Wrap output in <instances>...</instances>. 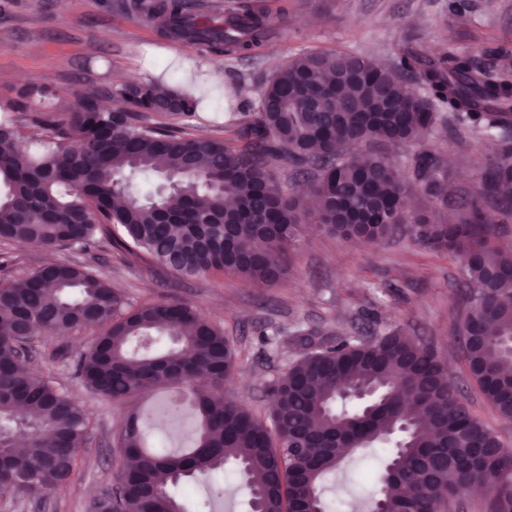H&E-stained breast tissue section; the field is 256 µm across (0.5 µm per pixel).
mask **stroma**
Instances as JSON below:
<instances>
[{
  "mask_svg": "<svg viewBox=\"0 0 512 512\" xmlns=\"http://www.w3.org/2000/svg\"><path fill=\"white\" fill-rule=\"evenodd\" d=\"M126 3L68 0L63 9L59 0H0V114L18 119L22 141L39 133L34 115L46 111L66 118L88 92L112 101L124 79H179L187 62L221 75L235 103L249 113L256 112L269 78L309 50L339 48L387 64L398 48L414 41L432 52L474 56L495 71L512 65V0H288L278 37L255 59L171 41ZM30 85L38 92L28 97ZM158 120L193 135L228 142L237 136L220 97L192 114H162ZM421 144L447 155L454 194L476 188L499 148L496 133L438 127L393 154L403 156ZM50 256L90 264L132 304L186 303L221 328L238 355L225 390L262 420L270 418L269 385L298 356L287 337L307 329L336 338L398 327L441 353L471 413L512 449V423L499 417L468 370L460 333L467 296L460 286L461 263L451 254L408 238L371 244L306 228L290 249L285 274L258 288L229 272L182 278L106 242L87 253L11 244L0 245V282L26 276ZM97 334L87 327L68 336L36 337L31 367L53 377L85 407L91 429L68 484L39 500L0 499V512H89L92 499L117 481L122 463L115 439L126 416L155 411L166 399L167 389L155 387L109 401L78 384L70 359ZM387 455L380 447L357 451L328 477L324 496L333 512L369 505Z\"/></svg>",
  "mask_w": 512,
  "mask_h": 512,
  "instance_id": "35a3bbf8",
  "label": "stroma"
}]
</instances>
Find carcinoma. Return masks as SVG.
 Returning <instances> with one entry per match:
<instances>
[{"mask_svg": "<svg viewBox=\"0 0 512 512\" xmlns=\"http://www.w3.org/2000/svg\"><path fill=\"white\" fill-rule=\"evenodd\" d=\"M168 38L226 56L256 57L279 31L284 9L229 5L224 19L193 11L190 0H130ZM425 85L414 96L412 76ZM118 109L93 94L67 119L38 115L47 131L18 147L16 120L0 117V242L89 251L107 240L173 273L231 271L274 281L302 225L346 239L382 243L408 236L454 254L471 292L463 329L466 361L486 400L512 422V250L484 223L493 207L512 216V72L495 73L468 55L435 54L406 43L391 65L344 50H313L286 62L260 92L258 112L226 143L146 123L145 113L175 106L188 115L200 98L175 82L121 85ZM323 99L316 112L308 99ZM438 124L498 132L500 148L480 185L448 193V159L434 147L405 158L386 153ZM284 162L308 184L302 199L273 177ZM171 176L173 188L143 195L142 177ZM417 194L427 209L407 224L393 218ZM233 205H225L226 199ZM46 336L99 327L70 363L89 392L122 400L155 386L175 393L167 411L193 425L190 445L149 443L150 416L133 415L118 440L124 491L99 497V512H185L171 488L205 483L229 464L261 512H327L323 482L360 448L390 449L383 512H436L468 485L494 475L490 512H512V450L475 418L448 380L437 352L400 328L370 338L299 341L312 351L268 387L269 422L224 402L237 364L224 332L186 303L131 305L105 275L78 262L41 267L0 284V483L41 498L67 484L89 434L83 406L23 362L22 328ZM211 393L200 395V378ZM374 387L370 404L340 391ZM35 441L10 440L17 430Z\"/></svg>", "mask_w": 512, "mask_h": 512, "instance_id": "1", "label": "carcinoma"}]
</instances>
